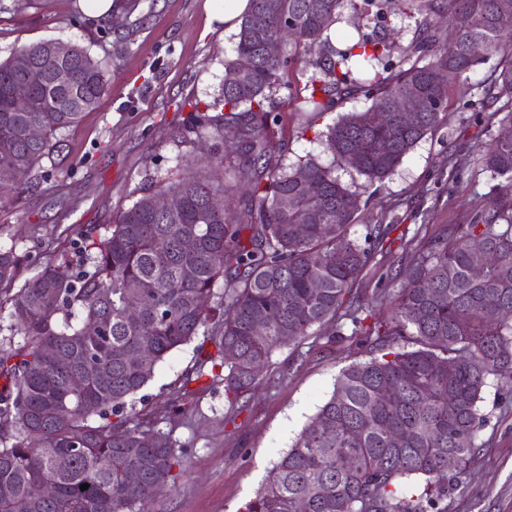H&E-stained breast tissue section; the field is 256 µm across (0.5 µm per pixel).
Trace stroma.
I'll use <instances>...</instances> for the list:
<instances>
[{"mask_svg": "<svg viewBox=\"0 0 512 512\" xmlns=\"http://www.w3.org/2000/svg\"><path fill=\"white\" fill-rule=\"evenodd\" d=\"M208 0H114L111 15L76 14L74 0H0V60L18 46L55 39L77 43L110 62L109 91L97 108L64 135L66 157L55 180L21 194L0 210V247L28 255L18 274L37 271L44 252L74 257L87 226L106 233L112 218L135 201L151 179L176 175L192 161L198 139L187 129L188 101L210 102L224 82V57L236 36L210 22ZM364 32L398 33L408 44L423 24L402 0L380 23L360 20ZM489 65L453 83L436 131L420 141L383 182L367 187L365 209L350 233L364 240L373 224H398L419 241L469 223L495 183L479 147L500 131L498 107L484 94ZM284 162L322 154L318 140L333 114L300 126L293 100L275 98ZM408 255L400 244L376 250L356 285L373 321L394 315L400 288L394 274ZM373 339L338 335L335 322L314 327L301 343L276 350L252 396L237 401L221 380L193 382L188 402L179 389L198 360L186 345L161 362L135 399L136 424L169 436L179 460L155 512H238L259 490L279 454L288 450L329 398L342 368L366 359ZM480 450L467 476L433 512H512V383L489 379L480 404Z\"/></svg>", "mask_w": 512, "mask_h": 512, "instance_id": "35a3bbf8", "label": "stroma"}]
</instances>
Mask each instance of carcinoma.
Masks as SVG:
<instances>
[{"label": "carcinoma", "mask_w": 512, "mask_h": 512, "mask_svg": "<svg viewBox=\"0 0 512 512\" xmlns=\"http://www.w3.org/2000/svg\"><path fill=\"white\" fill-rule=\"evenodd\" d=\"M405 2L419 15L446 14L447 29L427 22L402 47L356 23L359 15L384 20L393 0H250L224 58V69L245 68L248 77L222 87L212 104L191 105L188 123L210 145L190 166L151 182L107 235L86 228L75 263L48 261L18 285L25 257L0 249V288L23 336L0 345V512H150L178 460L167 436L129 425L127 408L157 366L209 328L215 352L186 374L181 397L209 365L227 370L224 391L238 399L276 349L301 342L343 308L352 333L376 334L379 354L340 371L243 512H297L299 502L306 512H429L458 485L479 451L488 377L512 381V138H492L483 154L501 191L470 223L412 248L395 316L374 328L356 315L369 307L353 287L372 258L368 244H384L394 225L368 227L364 246L352 239L366 200L338 170L370 184L391 175L440 124L448 87L479 65L470 46L483 43L491 58L512 53V29L495 22L502 10L512 13V0ZM285 20L294 21V36L281 57L269 58L264 44ZM343 22L357 40L341 49L332 28ZM51 44L23 45L0 62V206L63 153V132L108 91V64L75 45L65 62L73 84L61 88L47 76L30 87L27 111H14L13 87L41 66ZM296 63L302 85L291 80ZM494 84L508 96L500 125L512 126V65L495 70ZM282 91L297 112L323 115L355 98L370 106L339 115L320 135L331 160L307 155L286 164L276 154L273 105ZM405 95L439 108L410 126L395 112L369 120V111ZM30 127L40 136L29 137ZM227 138L236 150L224 151ZM215 163L229 180L211 178ZM155 195L179 205L157 211ZM215 199L224 207H213ZM220 281L222 310L209 305ZM259 318L265 326L257 333ZM51 347L55 363L46 358ZM75 376L79 388L70 384ZM103 457L112 469H100ZM132 469L141 475L136 485L124 480ZM48 478L50 499L41 493Z\"/></svg>", "instance_id": "carcinoma-1"}]
</instances>
